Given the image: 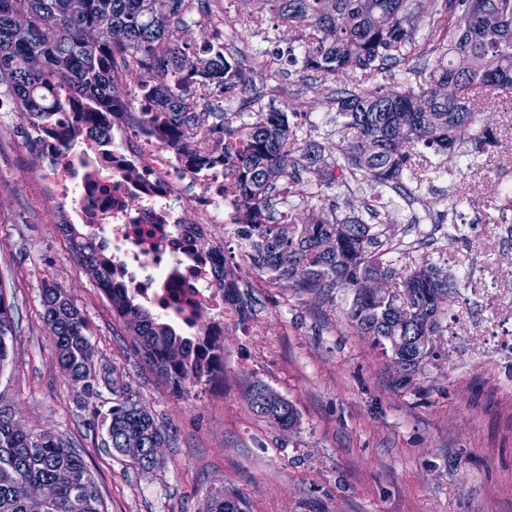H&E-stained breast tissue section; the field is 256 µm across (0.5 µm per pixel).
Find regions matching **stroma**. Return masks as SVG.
Listing matches in <instances>:
<instances>
[{"instance_id": "1", "label": "stroma", "mask_w": 512, "mask_h": 512, "mask_svg": "<svg viewBox=\"0 0 512 512\" xmlns=\"http://www.w3.org/2000/svg\"><path fill=\"white\" fill-rule=\"evenodd\" d=\"M224 13L264 17L253 33L268 63L249 61L247 97L264 110L295 112L297 135L332 160L342 119L331 100L340 80H322L288 58L283 27L264 0H223ZM0 140V284L13 306L10 359L0 368V405L27 431L51 432L76 448L94 475L106 512H201L211 491L242 498L246 512H512V365L500 352L512 336L502 305L512 301V241L494 242L491 203L512 181V99L486 108L480 124L498 141L473 136L449 153L421 149L407 186L421 202L366 180L330 189L346 210L371 205L376 221L401 235L422 201L443 211L453 199L456 238L435 243L437 267L456 285L448 330L434 337L438 360L403 377L390 358L346 319L350 296L323 300L288 281H271L239 253L233 230H213L203 247L223 248L227 271L251 295L245 319L224 322V370L184 394L164 385L144 361L123 319L51 216L64 200L42 191L45 168L12 113ZM484 284L481 296L468 284ZM57 285L89 325L97 367L170 435L153 472L113 451L92 427L108 409L102 388L85 407L61 369L44 318L42 288ZM263 383L289 400L300 427L282 432L256 417L248 398Z\"/></svg>"}]
</instances>
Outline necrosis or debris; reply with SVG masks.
<instances>
[{
    "label": "necrosis or debris",
    "mask_w": 512,
    "mask_h": 512,
    "mask_svg": "<svg viewBox=\"0 0 512 512\" xmlns=\"http://www.w3.org/2000/svg\"><path fill=\"white\" fill-rule=\"evenodd\" d=\"M120 106L98 116L73 104L55 126L32 130L44 187L67 203L54 221L80 225L161 316L216 332L227 307L212 283L215 255L197 240L239 223L237 177L229 164L195 165L169 147L140 88Z\"/></svg>",
    "instance_id": "1"
}]
</instances>
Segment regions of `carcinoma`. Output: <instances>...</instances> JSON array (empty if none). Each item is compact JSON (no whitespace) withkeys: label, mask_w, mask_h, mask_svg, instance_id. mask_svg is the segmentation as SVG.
<instances>
[{"label":"carcinoma","mask_w":512,"mask_h":512,"mask_svg":"<svg viewBox=\"0 0 512 512\" xmlns=\"http://www.w3.org/2000/svg\"><path fill=\"white\" fill-rule=\"evenodd\" d=\"M192 0H82L78 13L72 0H0V88L16 104L28 125L49 126L72 99H81L89 113L112 110L116 69L137 65L140 81L154 107L153 120L168 129L172 149L197 165L218 163L224 153L198 154L189 137L200 129L198 102L191 99L197 81L224 84L228 62L224 50L206 40L175 42L171 27L185 23ZM270 10L294 27L305 28L292 40L302 45V67L322 79L339 78L343 88L334 102L344 118L347 136L336 144L338 159L321 163L316 144L303 143L289 125L288 113H249L222 108L212 113L208 132L216 146L242 141L233 153L245 225L239 234L250 239L252 259L271 280H286L319 298L343 291L352 300L346 317L362 336L390 356L409 375L437 357L431 337L448 330L445 303L453 277L422 258L398 271L389 259L395 238L386 225L374 224V209L341 213L327 201L325 188L337 178L364 177L380 187L413 196L403 183L412 168V153L391 143L404 130L406 146L435 152L454 149L480 121L490 100L512 94V0H440L429 20L425 39L417 37L411 0H264ZM24 11L29 24L19 29L13 16ZM499 12L505 24L495 31L483 27L482 13ZM105 25L121 26L127 39L89 51L83 32ZM438 53L434 62L429 56ZM39 55L44 65L28 71L19 62ZM192 56L197 65L183 67ZM404 66L408 77L391 89L372 90L367 79ZM310 173L306 204L322 210L318 218L298 223L294 205L286 203L281 181L292 173ZM86 269L110 299L112 310L131 329L144 360L173 391L206 382L224 370L220 337L188 335L167 318L137 301L125 288L111 260L71 224L61 226ZM389 280L384 296H370L365 282L373 276ZM213 281L239 307L248 298L227 279L224 264L213 268ZM44 318L50 325L60 366L80 387L83 403L99 395L100 385L112 388V406L98 412L107 445L123 453L124 442L138 439L147 448H161L169 434L134 399L131 391L111 385L96 370L88 327L81 311L54 284L42 288ZM14 333L12 305L0 288V367L8 357ZM252 411L279 428L291 430L298 414L284 398L256 384L249 394ZM0 512H104L97 482L83 457L60 437L22 428L11 409L0 405ZM206 512H244L242 501L219 489Z\"/></svg>","instance_id":"cac0c4a2"}]
</instances>
